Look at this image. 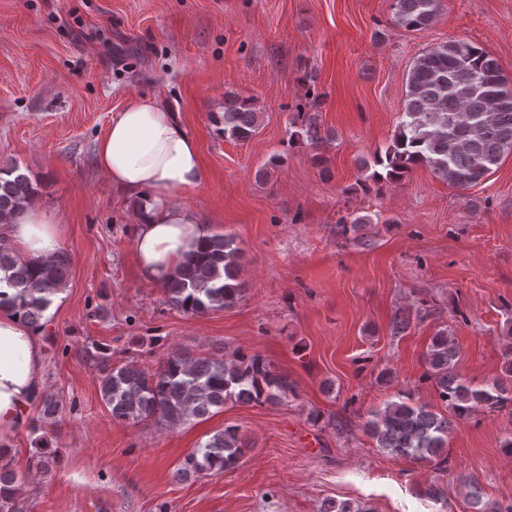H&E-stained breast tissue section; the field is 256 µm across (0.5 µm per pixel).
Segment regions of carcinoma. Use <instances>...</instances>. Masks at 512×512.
Here are the masks:
<instances>
[{"instance_id": "obj_1", "label": "carcinoma", "mask_w": 512, "mask_h": 512, "mask_svg": "<svg viewBox=\"0 0 512 512\" xmlns=\"http://www.w3.org/2000/svg\"><path fill=\"white\" fill-rule=\"evenodd\" d=\"M440 0H393L394 26L420 30L428 26ZM260 110L252 97L224 94V111L215 117L217 133L247 141L257 129ZM289 142L300 139L315 150L323 137L313 117L294 115ZM512 151V89L496 61L481 47L464 40L447 41L420 54L406 81L402 119L391 143L377 151L363 167L373 168L369 179L394 184L418 165L429 167L448 184L466 189L496 167ZM0 216L34 206L37 194L28 175L16 164L0 166ZM0 224V283L13 289L0 292V308L20 315L42 330L53 296L69 274L71 259L60 251L50 259L19 263L5 244ZM241 249L230 234L213 232L197 252L167 280L164 290L171 305L191 315L235 306L244 296L239 281ZM86 356L99 371L100 395L112 420L138 424L152 420L160 427H175L203 418L227 403L263 405L296 396L288 378L275 373L260 355L235 351L230 356L196 357L188 351L167 356L151 372L131 361L112 366V353L92 344ZM459 350L446 326L437 328L426 354L422 380L432 383L449 415L414 398L407 389L395 392L384 407L369 413L365 433L375 447L391 456L430 461L448 469V435L461 423L482 413L512 406V342L505 344L501 375L469 381L457 371ZM39 451L31 467L48 472L59 461L48 449V433L37 440ZM249 450L237 426L208 436L181 462L184 477L235 466ZM0 448V512H18L15 502L21 478L4 461Z\"/></svg>"}]
</instances>
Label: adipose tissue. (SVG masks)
I'll use <instances>...</instances> for the list:
<instances>
[{
  "label": "adipose tissue",
  "mask_w": 512,
  "mask_h": 512,
  "mask_svg": "<svg viewBox=\"0 0 512 512\" xmlns=\"http://www.w3.org/2000/svg\"><path fill=\"white\" fill-rule=\"evenodd\" d=\"M98 170L138 204L133 246L144 285L163 287L207 238L211 227L188 197L206 178L198 144L176 113L136 94L112 113L94 148ZM7 244L22 263L62 248L65 227L56 213L28 208L0 219ZM46 350L39 331L0 310V446L10 447L45 382Z\"/></svg>",
  "instance_id": "adipose-tissue-1"
}]
</instances>
